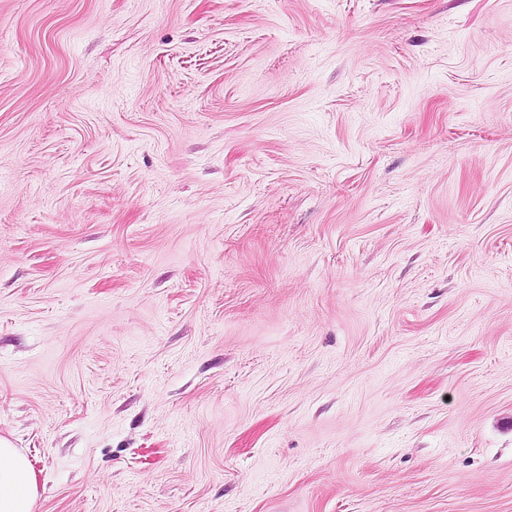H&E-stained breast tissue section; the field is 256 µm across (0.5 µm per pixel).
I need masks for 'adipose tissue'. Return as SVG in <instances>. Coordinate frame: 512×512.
Wrapping results in <instances>:
<instances>
[{
    "label": "adipose tissue",
    "mask_w": 512,
    "mask_h": 512,
    "mask_svg": "<svg viewBox=\"0 0 512 512\" xmlns=\"http://www.w3.org/2000/svg\"><path fill=\"white\" fill-rule=\"evenodd\" d=\"M38 477L27 457L0 437V512H33Z\"/></svg>",
    "instance_id": "ef3b65f1"
}]
</instances>
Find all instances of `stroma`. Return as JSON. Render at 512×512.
<instances>
[{
    "instance_id": "35a3bbf8",
    "label": "stroma",
    "mask_w": 512,
    "mask_h": 512,
    "mask_svg": "<svg viewBox=\"0 0 512 512\" xmlns=\"http://www.w3.org/2000/svg\"><path fill=\"white\" fill-rule=\"evenodd\" d=\"M0 437L34 512H512V0H0Z\"/></svg>"
}]
</instances>
